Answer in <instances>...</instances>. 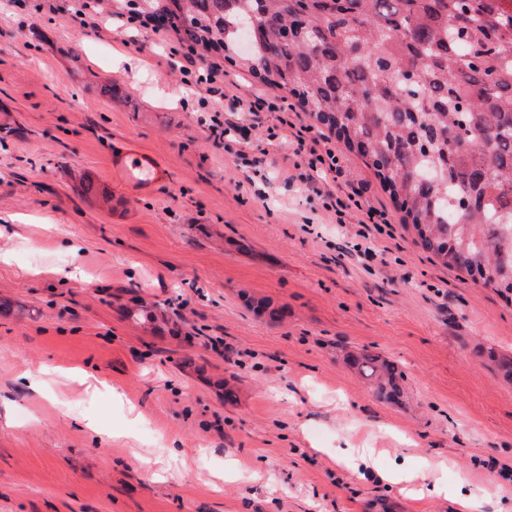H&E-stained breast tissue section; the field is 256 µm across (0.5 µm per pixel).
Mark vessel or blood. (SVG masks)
<instances>
[{
    "label": "vessel or blood",
    "instance_id": "1",
    "mask_svg": "<svg viewBox=\"0 0 512 512\" xmlns=\"http://www.w3.org/2000/svg\"><path fill=\"white\" fill-rule=\"evenodd\" d=\"M109 174L128 194L147 195L170 180V172L151 151L127 145L112 151Z\"/></svg>",
    "mask_w": 512,
    "mask_h": 512
}]
</instances>
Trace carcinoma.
Segmentation results:
<instances>
[{
	"instance_id": "carcinoma-1",
	"label": "carcinoma",
	"mask_w": 512,
	"mask_h": 512,
	"mask_svg": "<svg viewBox=\"0 0 512 512\" xmlns=\"http://www.w3.org/2000/svg\"><path fill=\"white\" fill-rule=\"evenodd\" d=\"M188 39L238 56L297 96L373 167L419 244L512 298V41L488 0H190ZM343 359L400 402L398 366L366 348Z\"/></svg>"
}]
</instances>
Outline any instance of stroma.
<instances>
[{"label": "stroma", "instance_id": "1", "mask_svg": "<svg viewBox=\"0 0 512 512\" xmlns=\"http://www.w3.org/2000/svg\"><path fill=\"white\" fill-rule=\"evenodd\" d=\"M27 3L0 0V512H454L462 493L512 512L495 363L512 358V301L424 251L340 139L341 174L312 176L295 134L323 124L240 62L224 86L261 97V122L219 141L222 103L172 42L114 11L73 28L74 0ZM125 143L170 183L115 185ZM358 187L388 224L331 208ZM343 345L395 362L404 403L377 399ZM399 468L447 495L377 481Z\"/></svg>", "mask_w": 512, "mask_h": 512}]
</instances>
